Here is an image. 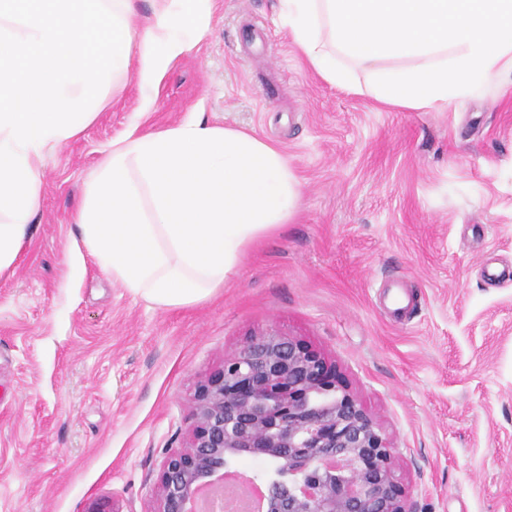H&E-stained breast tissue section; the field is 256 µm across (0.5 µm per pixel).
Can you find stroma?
Returning a JSON list of instances; mask_svg holds the SVG:
<instances>
[{
  "mask_svg": "<svg viewBox=\"0 0 512 512\" xmlns=\"http://www.w3.org/2000/svg\"><path fill=\"white\" fill-rule=\"evenodd\" d=\"M141 96L121 77L46 154L0 276V512H155L196 384L270 326L335 362L392 440L412 512H512V85L383 107L306 63L277 0H212L150 111ZM194 113L278 147L301 202L209 299L161 308L80 254L73 213L113 142Z\"/></svg>",
  "mask_w": 512,
  "mask_h": 512,
  "instance_id": "obj_1",
  "label": "stroma"
}]
</instances>
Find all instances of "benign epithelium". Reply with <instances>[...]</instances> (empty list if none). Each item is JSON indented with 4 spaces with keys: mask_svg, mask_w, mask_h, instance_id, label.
Segmentation results:
<instances>
[{
    "mask_svg": "<svg viewBox=\"0 0 512 512\" xmlns=\"http://www.w3.org/2000/svg\"><path fill=\"white\" fill-rule=\"evenodd\" d=\"M192 417L161 464L155 512H193L243 457L269 464L264 512H411L390 438L335 365L273 326L196 388Z\"/></svg>",
    "mask_w": 512,
    "mask_h": 512,
    "instance_id": "obj_1",
    "label": "benign epithelium"
}]
</instances>
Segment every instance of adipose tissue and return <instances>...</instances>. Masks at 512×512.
I'll list each match as a JSON object with an SVG mask.
<instances>
[{
	"label": "adipose tissue",
	"instance_id": "ef3b65f1",
	"mask_svg": "<svg viewBox=\"0 0 512 512\" xmlns=\"http://www.w3.org/2000/svg\"><path fill=\"white\" fill-rule=\"evenodd\" d=\"M211 0H0V275L38 209L47 150L104 104L105 72L137 60L149 111L171 64L207 31ZM278 18L327 82L389 107L444 110L512 75V0H278ZM301 198L287 158L190 116L123 139L74 221L103 273L158 306L206 300Z\"/></svg>",
	"mask_w": 512,
	"mask_h": 512
}]
</instances>
